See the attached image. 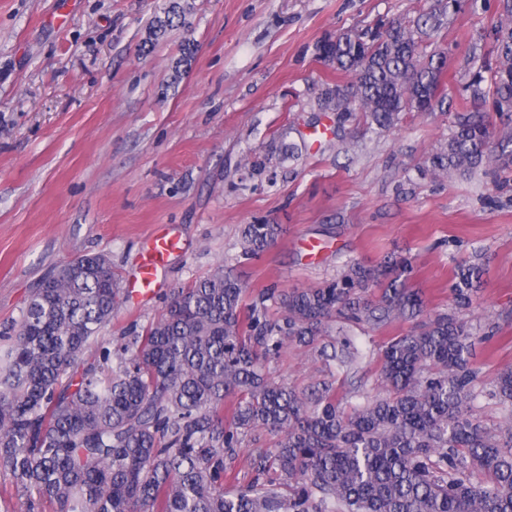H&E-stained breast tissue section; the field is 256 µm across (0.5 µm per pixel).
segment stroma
I'll list each match as a JSON object with an SVG mask.
<instances>
[{"instance_id": "obj_1", "label": "stroma", "mask_w": 512, "mask_h": 512, "mask_svg": "<svg viewBox=\"0 0 512 512\" xmlns=\"http://www.w3.org/2000/svg\"><path fill=\"white\" fill-rule=\"evenodd\" d=\"M163 0H0V335L32 289L79 255L107 254L124 291L98 341L120 353L156 322L174 292L218 265L232 266L247 299L322 284L350 259L408 255L428 312L454 306L457 264L487 271L465 313L496 325L473 359L477 390L512 367V165L436 179L422 170L457 115L474 111L464 87L470 54H489L498 0H460L427 47H447L444 112H406L388 131L317 109L326 85L347 82L317 55L326 37L380 22L415 20L436 0H188L183 24L143 45ZM196 49L176 68L184 41ZM338 127L316 141L314 126ZM301 143L288 159L282 144ZM265 172L253 174V164ZM280 225L260 257L240 256V230ZM181 245L151 295L133 283L149 236ZM404 320L344 332L362 357L349 374L318 351L285 346L270 377L297 388L336 381L343 406L377 394L378 348ZM267 432L226 457L225 489L249 484ZM0 512H57L30 503L0 469Z\"/></svg>"}]
</instances>
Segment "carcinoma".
Here are the masks:
<instances>
[{"label":"carcinoma","mask_w":512,"mask_h":512,"mask_svg":"<svg viewBox=\"0 0 512 512\" xmlns=\"http://www.w3.org/2000/svg\"><path fill=\"white\" fill-rule=\"evenodd\" d=\"M456 8L440 0L411 26L392 21L323 40L318 54L351 80L325 90L322 110L359 114L377 130L404 112L448 111L447 49L427 53L422 38ZM187 9L168 0L148 43ZM499 13L495 62L472 69L465 90L504 116L512 115V0H499ZM491 137L482 113L458 118L424 171L466 176L490 166ZM279 232L244 225L240 257L259 256ZM411 272L404 256L350 261L320 286L268 288L246 305L245 286L220 265L177 290L114 363L106 347L91 361L84 352L112 321L119 278L106 254L78 256L39 281L0 346V468L57 512H512V367L489 393L503 412L490 430L472 414L473 356L488 337L460 316L485 266L455 268L452 313H428ZM418 316L380 348L384 396L345 408L333 381L306 392L268 375L288 342L310 347L342 333L343 322ZM262 430L278 440L255 456L254 481L225 490L224 458Z\"/></svg>","instance_id":"1"}]
</instances>
